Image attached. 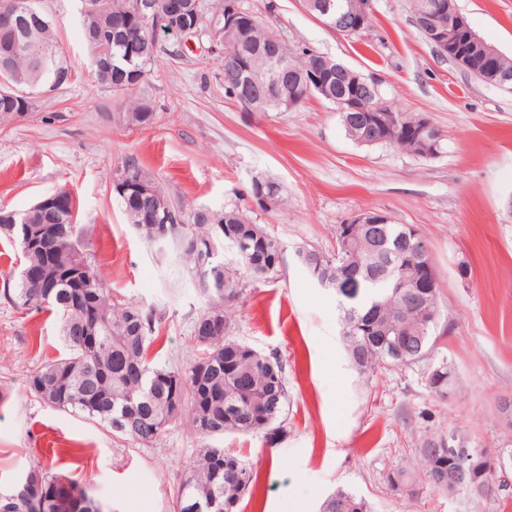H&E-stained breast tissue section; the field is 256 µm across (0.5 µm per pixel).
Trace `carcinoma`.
Instances as JSON below:
<instances>
[{
  "mask_svg": "<svg viewBox=\"0 0 512 512\" xmlns=\"http://www.w3.org/2000/svg\"><path fill=\"white\" fill-rule=\"evenodd\" d=\"M85 1L93 5L94 18L103 23L114 14L129 11L133 3L79 0ZM204 14L207 21L217 19L231 24L242 42L240 53L234 58L225 52L224 43L210 45L212 59L220 67L225 97L250 112L285 111L286 106L271 99L254 102L243 98L235 80L236 70L243 65L257 72L266 70L270 47L278 41L268 24L245 7L242 0H209ZM38 15V21L28 23L15 34L0 31V123L14 118V113L23 108L29 113L34 109L32 97L24 106L12 99L13 87L28 77L49 80L56 71L68 70L57 42L55 21L41 10ZM149 36V30L134 18L121 40L87 44L91 58L110 59V68L96 70L98 83L116 93L115 73L134 69L139 79H144L146 66L162 48L160 43L148 42ZM315 60V52L310 50L286 52L285 65L296 72V82L288 92L309 79ZM327 82V102L334 105L336 98L347 95L348 82L338 72L330 74ZM144 113L156 118L149 101L128 96L126 123L143 125ZM121 169L131 179L150 184L155 199L168 208L170 224L185 225L187 232L202 244H211L213 257L205 266L199 264L200 253L183 245L180 249L185 264L199 275L206 297V308L198 319L218 315L224 320V330L211 336L190 335L197 353L182 367L151 365L148 351L157 339L156 314L140 306L119 307L112 303V294L82 250L74 199L61 189L56 193L60 206L52 215L43 214L35 206L26 210L31 225L43 227L53 245V286L37 288L20 278L3 291L4 297L18 309L44 308L60 318L65 351L33 373L29 381L31 391L53 408L78 414L143 446L157 442L181 420L199 438L210 439L214 434L198 428V421L206 417L224 420L220 436L261 435L279 440L287 434L288 390L283 361L238 340L232 332L234 302L246 283L259 280L257 268L269 265L272 256L282 249L280 241L268 232L263 237L250 236L251 228L262 231L264 227L253 224L236 205H227L222 212L186 211L134 157L126 158ZM116 196L140 235L150 239L148 220L135 193L118 192ZM219 225L235 236L249 239L250 249L245 251L212 237ZM408 231L409 225L391 222L383 226V233L375 242L358 232L349 249L337 255L319 252L323 269L333 275L327 287L336 291L347 355L362 374L427 363L435 358L438 341L443 337L438 332V298L417 307L406 302L402 267L407 253L402 242ZM0 232L18 245L25 266L34 272H47L42 250L26 249L22 238L6 224L0 226ZM226 247L236 255V264L230 267L218 259L220 250ZM79 266L85 267L89 275L82 288L66 279ZM213 273L224 281L221 293L205 281ZM425 379L432 391L444 393L448 388L447 360L443 358L428 368ZM131 414L147 422V427L123 431L122 425ZM222 452V448H203L189 464L178 490L177 512H210L208 506L214 497L238 501L253 493L258 473L231 454L224 457L226 468L217 466L213 457ZM421 454L428 467L424 478L430 481L435 470L448 463L443 436L427 438ZM28 476L39 483L44 499L31 501L16 489L0 499V512H55L52 495L64 491L77 500L76 512H100L99 504L78 482L53 472L52 468L35 464ZM320 512H371V506L361 495L338 487L324 499Z\"/></svg>",
  "mask_w": 512,
  "mask_h": 512,
  "instance_id": "carcinoma-1",
  "label": "carcinoma"
}]
</instances>
